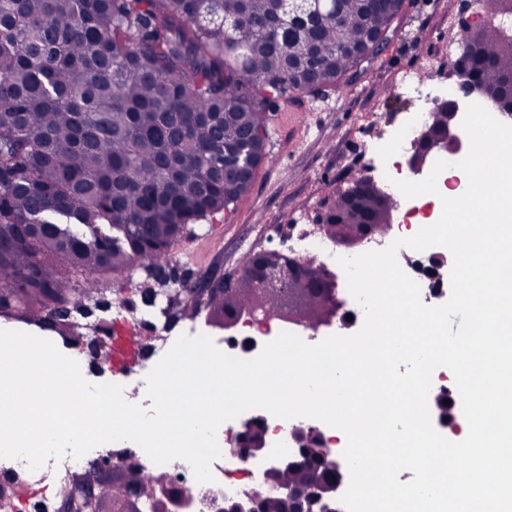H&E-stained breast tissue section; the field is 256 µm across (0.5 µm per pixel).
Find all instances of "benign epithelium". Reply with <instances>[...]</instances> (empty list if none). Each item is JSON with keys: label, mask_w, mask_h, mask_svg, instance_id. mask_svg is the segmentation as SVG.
Segmentation results:
<instances>
[{"label": "benign epithelium", "mask_w": 512, "mask_h": 512, "mask_svg": "<svg viewBox=\"0 0 512 512\" xmlns=\"http://www.w3.org/2000/svg\"><path fill=\"white\" fill-rule=\"evenodd\" d=\"M322 4L324 0H288V17L310 15ZM448 76L456 79L462 96L435 100L434 109L446 111L447 122L420 134L409 155L396 163L397 170L407 169L414 181L421 180L432 152L456 155L464 149L459 126L470 98L488 95L498 102L499 112L512 117L511 72L491 80L473 66L461 64L450 67ZM340 199L344 200V206L331 209L320 219V229L329 240L352 247L382 237L392 228L390 215L398 209V204L391 194L375 183L370 171H365L340 195ZM336 288V277L313 259L302 260L279 251H261L253 254L241 267L235 281H227L224 287L213 288L211 292L224 306L226 328L235 326L245 315L257 325H266L274 318L292 321L307 301L319 307L321 317L316 322L301 319L299 323L316 328L338 315L341 304ZM259 432L257 420L242 422L237 435V450L242 457L252 456L263 447ZM290 437L297 448H315L323 456L328 454L326 439L318 430L297 425L291 429ZM334 466L336 482L331 485L328 495L312 494L310 512H336V490L342 486L344 475L339 463ZM112 485L122 489V497L112 504V512H137L143 482L133 461L112 468ZM265 499V483L259 481L242 499L224 506V512H261Z\"/></svg>", "instance_id": "7a95c632"}]
</instances>
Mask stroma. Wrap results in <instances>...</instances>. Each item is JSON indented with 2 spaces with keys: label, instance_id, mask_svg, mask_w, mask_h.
Returning <instances> with one entry per match:
<instances>
[{
  "label": "stroma",
  "instance_id": "35a3bbf8",
  "mask_svg": "<svg viewBox=\"0 0 512 512\" xmlns=\"http://www.w3.org/2000/svg\"><path fill=\"white\" fill-rule=\"evenodd\" d=\"M472 0H405L385 50L358 68L343 91L299 93L279 101L269 116L267 157L233 210L189 225L164 262L167 280L200 281L213 267L234 273L254 252L281 248L293 225L317 223L363 168L365 145L384 143L409 113L412 98L393 92L402 75L433 65L446 85L448 45L461 32L477 37L487 15ZM155 282L145 273L100 279L101 306L86 317L85 335L106 336L115 306L142 307V291Z\"/></svg>",
  "mask_w": 512,
  "mask_h": 512
}]
</instances>
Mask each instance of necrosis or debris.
<instances>
[{"label":"necrosis or debris","instance_id":"obj_1","mask_svg":"<svg viewBox=\"0 0 512 512\" xmlns=\"http://www.w3.org/2000/svg\"><path fill=\"white\" fill-rule=\"evenodd\" d=\"M400 87L405 95L419 102L420 109L411 113L389 139L384 147L388 153L409 149L423 131L433 109L432 85L408 73L403 76ZM288 248L296 256L315 258L332 273L341 271L337 262L338 257L343 254L341 246L322 236L314 225L302 226L296 234L291 235ZM439 252L440 249L436 246L422 251L403 247L397 252L401 269L419 285L421 300L428 306L445 303L451 293L447 267H437L432 262L433 256ZM342 305L343 319L318 330L296 324H270L261 327L245 317L236 332L214 338L213 343L228 355L252 359L260 354L265 344L284 331L294 333L310 344L319 343L332 334H355L364 323V310L350 296L345 297ZM247 415L262 419L266 431L264 448L248 461H241L231 452L237 425L236 420L232 419L223 422L217 430V441L222 455L211 465V482H197L189 463L181 459L172 460L160 467L165 472L169 488L185 492L190 497L181 512H222L225 502L237 499L245 493L248 488V474L260 473L272 462L293 454L294 449L289 442L293 420L275 417L260 408L248 410ZM95 464L96 460L89 458L70 463L53 474L41 469L25 471L17 485L0 492V512H56L64 492L70 487L72 476L78 472L85 474L93 471Z\"/></svg>","mask_w":512,"mask_h":512}]
</instances>
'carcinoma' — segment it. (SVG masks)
<instances>
[{"label":"carcinoma","mask_w":512,"mask_h":512,"mask_svg":"<svg viewBox=\"0 0 512 512\" xmlns=\"http://www.w3.org/2000/svg\"><path fill=\"white\" fill-rule=\"evenodd\" d=\"M493 2L484 56L509 69ZM389 19L363 0L292 27L280 0H0V309L79 334L99 277L133 272L134 247L154 274L187 225L236 204L225 149L270 137L277 100L343 89L366 54L336 46ZM187 298L214 304L199 284ZM331 467L301 448L286 480L325 492ZM75 489L68 512H92L98 482Z\"/></svg>","instance_id":"1"}]
</instances>
